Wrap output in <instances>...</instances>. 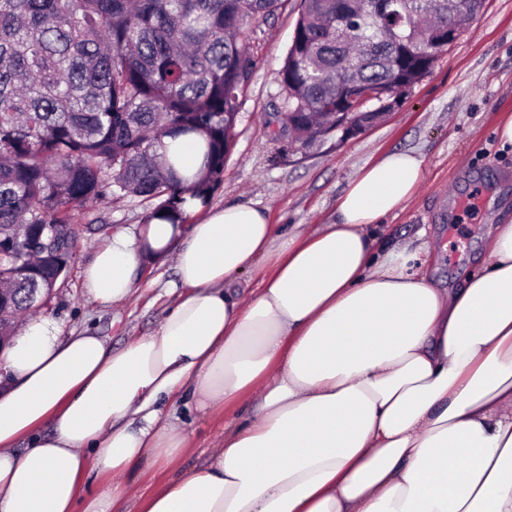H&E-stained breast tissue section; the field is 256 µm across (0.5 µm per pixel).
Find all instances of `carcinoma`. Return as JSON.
I'll list each match as a JSON object with an SVG mask.
<instances>
[{
  "instance_id": "cac0c4a2",
  "label": "carcinoma",
  "mask_w": 512,
  "mask_h": 512,
  "mask_svg": "<svg viewBox=\"0 0 512 512\" xmlns=\"http://www.w3.org/2000/svg\"><path fill=\"white\" fill-rule=\"evenodd\" d=\"M484 0H301L279 71L280 111L311 145L332 133L338 112H392L401 89L430 71L436 31ZM283 0H0V280L12 284L0 333L26 289L70 265L72 210L110 193L151 203L146 221L183 222L185 194L209 202L221 184L252 60L243 29ZM206 139L205 171L188 186L163 140ZM25 224L70 238L25 273Z\"/></svg>"
}]
</instances>
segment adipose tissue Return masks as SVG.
<instances>
[{
	"label": "adipose tissue",
	"instance_id": "obj_1",
	"mask_svg": "<svg viewBox=\"0 0 512 512\" xmlns=\"http://www.w3.org/2000/svg\"><path fill=\"white\" fill-rule=\"evenodd\" d=\"M423 158L361 169L333 222L277 233L263 209L187 200L192 224L119 232L83 273L103 304L145 262L183 289L156 331L115 349L31 318L0 351V512H512V224L490 225L482 270L435 285L429 241L380 252ZM263 267L241 301L235 283ZM243 404L208 464L147 490L91 477L190 438L165 405Z\"/></svg>",
	"mask_w": 512,
	"mask_h": 512
}]
</instances>
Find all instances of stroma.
<instances>
[{
    "label": "stroma",
    "mask_w": 512,
    "mask_h": 512,
    "mask_svg": "<svg viewBox=\"0 0 512 512\" xmlns=\"http://www.w3.org/2000/svg\"><path fill=\"white\" fill-rule=\"evenodd\" d=\"M300 10V0H285L274 16L246 31L252 78L212 205L266 209L282 234L301 224H326L361 168L386 152L410 150L424 158V180L415 196L388 217L386 240L425 235L440 251L431 267L434 282L461 287L466 273L482 264L487 226L512 222V151L501 149L494 135L499 121L512 114V0H485L387 120L347 138L333 133L311 147L271 127L281 104L278 71ZM149 210L141 199L108 195L77 210L76 254L64 281L39 311L61 335L90 331L119 349L155 331L175 303L170 290L175 271L168 263L142 266L136 291L121 303L101 305L83 286L84 269L96 248L114 233L138 234ZM176 414L191 435L192 448L165 469L139 464L123 476V483L154 487L202 468L211 442L225 423L240 419L242 410L203 416L180 406Z\"/></svg>",
    "instance_id": "obj_1"
}]
</instances>
